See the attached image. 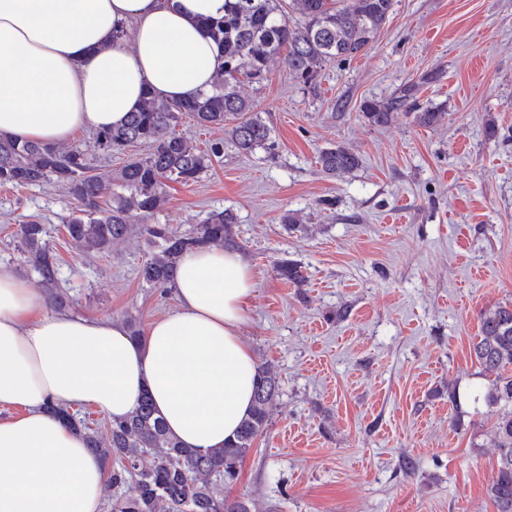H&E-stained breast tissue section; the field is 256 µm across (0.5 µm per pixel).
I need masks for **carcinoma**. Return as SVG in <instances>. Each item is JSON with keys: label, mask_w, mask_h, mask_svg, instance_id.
<instances>
[{"label": "carcinoma", "mask_w": 512, "mask_h": 512, "mask_svg": "<svg viewBox=\"0 0 512 512\" xmlns=\"http://www.w3.org/2000/svg\"><path fill=\"white\" fill-rule=\"evenodd\" d=\"M392 6L393 0H224V17L208 23L221 59L211 89L172 102L148 90L125 124L95 133L93 148L106 154L132 144L147 148L143 156L122 167L118 190L92 173L88 152L79 146L61 151L3 135L0 184L61 186L77 201L66 224L68 237L86 255L108 252L114 241L131 231L129 214L155 215L166 202L167 183L197 182L222 153L224 141L245 154L273 148L270 127L252 100L240 92L244 82L266 79L271 58L283 55L291 74L313 84L323 63L347 60L369 49ZM417 91L418 85L411 84L386 101L366 100L362 114L375 127L388 126L396 114L412 109ZM185 115L204 127L224 129V140L207 150L190 145L175 134ZM443 118L444 113L431 109L413 113V121L425 128ZM317 164L325 176L340 178L358 169L361 159L346 145L331 143L319 151ZM236 223L237 215L224 209L211 212L184 233L165 224L141 225L152 252L139 268V279L148 288H166L185 253L200 246H236ZM14 236L26 265L47 288L51 305L65 307L68 297L57 288L58 267L45 226L26 220L16 225ZM276 272L294 284L305 279L301 266L287 259L278 262ZM470 352L484 370L496 373L495 384L484 397L487 406L499 408L497 467L486 492L497 512H512L511 302L482 314L478 340ZM277 392L271 369L260 367L253 409L236 439L207 456L184 447L168 433L147 395L130 416L107 423V440L90 426L89 417L68 407H57L54 413L85 435L88 448L108 468L109 487L134 486L133 495L110 501L111 512H250L243 500L216 496L212 481L236 477L240 463L267 427L268 408Z\"/></svg>", "instance_id": "1"}]
</instances>
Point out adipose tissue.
Masks as SVG:
<instances>
[{"label": "adipose tissue", "instance_id": "obj_1", "mask_svg": "<svg viewBox=\"0 0 512 512\" xmlns=\"http://www.w3.org/2000/svg\"><path fill=\"white\" fill-rule=\"evenodd\" d=\"M223 14L224 0H0V134L62 144L122 124L145 91L183 100L209 88L219 60L207 22ZM253 290L242 253L194 249L169 288L176 309L133 337L53 311L0 270V407L16 411L0 420V512H101L106 472L60 406L120 419L147 395L198 453L234 439L258 373L240 335Z\"/></svg>", "mask_w": 512, "mask_h": 512}]
</instances>
